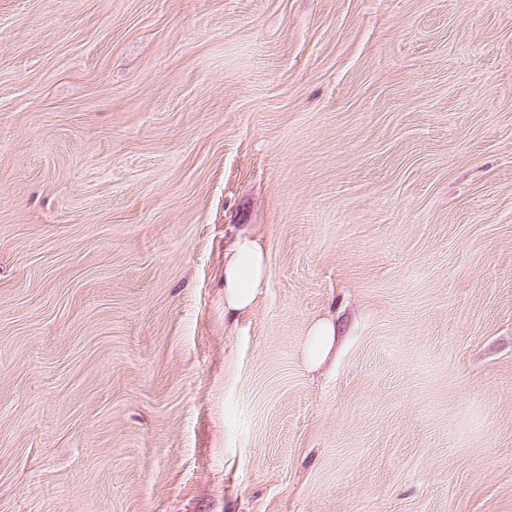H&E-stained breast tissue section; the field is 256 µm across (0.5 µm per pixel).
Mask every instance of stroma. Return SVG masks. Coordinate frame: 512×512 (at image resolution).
<instances>
[{"mask_svg":"<svg viewBox=\"0 0 512 512\" xmlns=\"http://www.w3.org/2000/svg\"><path fill=\"white\" fill-rule=\"evenodd\" d=\"M0 512H512V0H0ZM267 279L263 245L242 231L224 251V314L238 315L252 307ZM336 336V324L330 319L322 318L312 325L306 340V359L310 369H315L328 357Z\"/></svg>","mask_w":512,"mask_h":512,"instance_id":"obj_1","label":"stroma"}]
</instances>
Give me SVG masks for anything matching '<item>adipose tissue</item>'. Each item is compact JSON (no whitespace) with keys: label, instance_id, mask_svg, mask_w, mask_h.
Listing matches in <instances>:
<instances>
[{"label":"adipose tissue","instance_id":"obj_1","mask_svg":"<svg viewBox=\"0 0 512 512\" xmlns=\"http://www.w3.org/2000/svg\"><path fill=\"white\" fill-rule=\"evenodd\" d=\"M268 279L267 253L250 232H241L224 253V310H248Z\"/></svg>","mask_w":512,"mask_h":512}]
</instances>
